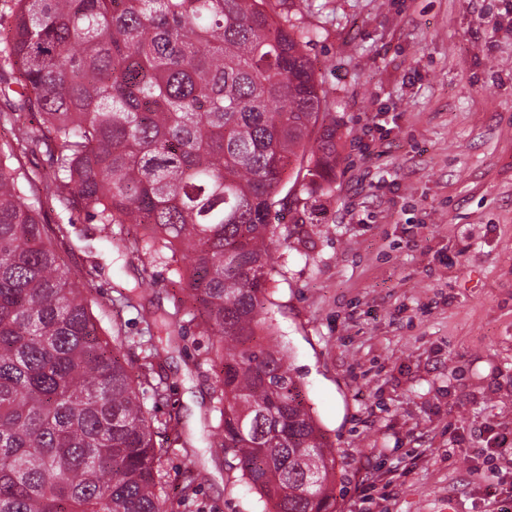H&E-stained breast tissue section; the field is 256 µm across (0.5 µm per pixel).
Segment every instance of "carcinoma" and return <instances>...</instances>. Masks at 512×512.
Wrapping results in <instances>:
<instances>
[{"instance_id":"carcinoma-1","label":"carcinoma","mask_w":512,"mask_h":512,"mask_svg":"<svg viewBox=\"0 0 512 512\" xmlns=\"http://www.w3.org/2000/svg\"><path fill=\"white\" fill-rule=\"evenodd\" d=\"M269 0H10L0 69L20 73L0 145V512H161L156 437L169 385L99 336L39 216L35 179L102 238L174 268L220 371L216 448L270 512H338L336 450L266 329L285 178L332 188L336 122L306 53L309 33ZM319 135L311 137L314 128ZM39 152L44 171L24 158ZM114 224L142 227L125 238ZM152 407H147L146 399ZM204 474L189 469L184 496Z\"/></svg>"}]
</instances>
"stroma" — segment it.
<instances>
[{
    "label": "stroma",
    "instance_id": "35a3bbf8",
    "mask_svg": "<svg viewBox=\"0 0 512 512\" xmlns=\"http://www.w3.org/2000/svg\"><path fill=\"white\" fill-rule=\"evenodd\" d=\"M306 48L338 126L331 193L285 179L274 210L288 247L268 284L267 317L303 396L337 450L339 512H512V0H295ZM47 230L123 360L171 386L159 414L170 484L210 482L164 512H262L259 495L213 448L216 374L209 339L167 267L100 240L83 210L40 191ZM143 284L148 302L120 306ZM186 322L182 349L150 357L154 311Z\"/></svg>",
    "mask_w": 512,
    "mask_h": 512
}]
</instances>
